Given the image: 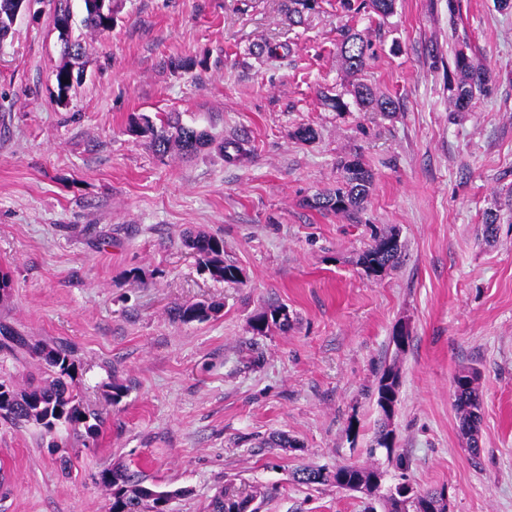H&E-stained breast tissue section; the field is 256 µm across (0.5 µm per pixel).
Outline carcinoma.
Here are the masks:
<instances>
[{
	"mask_svg": "<svg viewBox=\"0 0 512 512\" xmlns=\"http://www.w3.org/2000/svg\"><path fill=\"white\" fill-rule=\"evenodd\" d=\"M53 30L60 42L63 63L57 67L54 80L58 96L65 95L74 80V67L82 58V45L72 36L73 10L71 0H54ZM83 23L89 31L102 35L112 30L116 4L115 0H81ZM340 7L347 12L373 14L385 21L395 13L396 0H339ZM285 10L289 19L302 25L312 12L319 8V0H285ZM21 0H0V47L12 34L17 18L21 15ZM339 51L346 66L352 70L363 69L370 56L371 44L360 34L350 30L342 34ZM457 83L452 87L456 111L463 112L470 105L476 93L488 90L491 82L489 70L472 57L463 53L453 58ZM356 106L361 112H382L390 114L397 109V102L390 96L380 95L371 87L360 84L353 90ZM129 132L149 140L155 152L164 155L176 148L184 154H193L198 149L212 143L210 135L195 127L185 125L179 116L167 114L155 125L146 119L142 123L129 126ZM218 151L224 159L237 160L245 154L238 141L221 142ZM342 180L336 187L319 193L311 207L326 212L349 213L360 209L367 200L373 186L374 175L358 157L353 156L341 162ZM185 246L196 256L198 264L216 281L225 283L241 282L240 270L224 263V240L204 230H197L185 239ZM401 244L396 234L385 233L375 237L361 257V265L369 276L392 269L399 263ZM221 305L208 301H197L175 309L174 319L189 324L202 323L217 316ZM288 312L283 308H272L258 312L254 316L253 328L264 333L273 327H288ZM0 349L10 352L24 350L36 357L43 367V377L36 384L18 388L8 386V397L0 400V415L18 425L32 424L46 433L55 432L63 426L75 433L94 438L101 429L102 419L89 411L77 389L79 361L74 351L64 345H31L18 332L0 324ZM477 375L463 370L454 378L455 406L459 415L460 431L467 438V446L472 456L480 453L478 427L480 421L479 391ZM398 384V373L394 369L385 370L378 379L375 396L380 410V425L376 435V447L386 450L388 463L396 470L408 469L406 457L394 450L395 437L389 421L394 413L397 398L391 397ZM374 477H383L374 466L347 465L330 472L318 466H305L293 473V478L305 485L334 483L342 488L350 483L362 484L370 488L369 497L382 504L385 512H423L422 503L442 500L444 490H423L419 494L389 495L379 486H370ZM100 484L109 491L110 512H143L149 504L155 512H166L165 506L151 498L152 486L145 483L138 474L123 465L107 467L100 472ZM261 492L254 490L241 494L231 490L219 491L211 501V512H257L254 502Z\"/></svg>",
	"mask_w": 512,
	"mask_h": 512,
	"instance_id": "carcinoma-1",
	"label": "carcinoma"
}]
</instances>
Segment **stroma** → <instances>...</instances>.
Returning a JSON list of instances; mask_svg holds the SVG:
<instances>
[{
    "label": "stroma",
    "mask_w": 512,
    "mask_h": 512,
    "mask_svg": "<svg viewBox=\"0 0 512 512\" xmlns=\"http://www.w3.org/2000/svg\"><path fill=\"white\" fill-rule=\"evenodd\" d=\"M458 3L452 15L448 0H396L382 21L322 0L295 26L283 0H118L111 32L76 24L84 73L62 100L50 0L18 19L0 47V268L12 279L0 324L71 347L104 423L81 442L0 417V512H108L98 475L113 464L173 492L169 512H209L228 484L260 490L259 512H366L365 496L292 474L375 464L397 482L375 445L374 391L390 367L403 475L446 489L452 512H512V10ZM350 28L374 52L357 72L337 49ZM262 43L292 51L260 56ZM458 52L492 73L465 112L448 69ZM359 84L399 109L325 105ZM167 112L247 140L248 158L162 156L129 133ZM306 126L315 140L297 139ZM352 155L375 177L363 209L311 208ZM198 229L223 238L241 283L201 271L183 245ZM384 232L400 262L366 275L359 258ZM204 298L223 303L217 317L172 320ZM278 305L288 330L254 332L252 316ZM468 367L480 373L476 458L454 406ZM279 435L294 447H268Z\"/></svg>",
    "instance_id": "obj_1"
}]
</instances>
